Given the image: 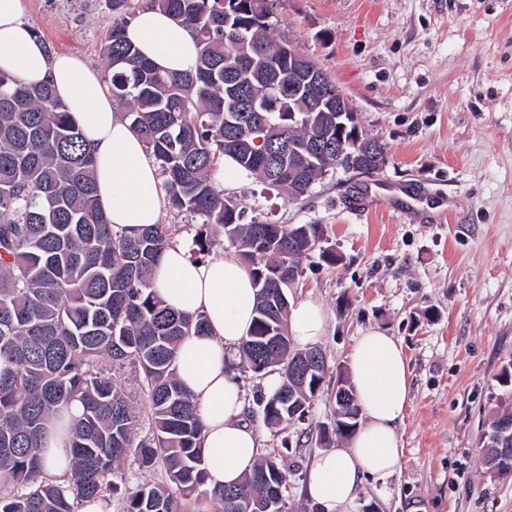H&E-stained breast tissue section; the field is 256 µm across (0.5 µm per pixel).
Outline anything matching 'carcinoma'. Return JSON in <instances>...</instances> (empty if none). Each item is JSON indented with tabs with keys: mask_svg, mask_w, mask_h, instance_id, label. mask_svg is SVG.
Masks as SVG:
<instances>
[{
	"mask_svg": "<svg viewBox=\"0 0 512 512\" xmlns=\"http://www.w3.org/2000/svg\"><path fill=\"white\" fill-rule=\"evenodd\" d=\"M113 13L102 52L112 99L125 109L159 169L176 213L218 226L250 271L256 307L239 346V371H276L279 387L261 399L270 428L303 417L325 371L294 377L309 353L288 334L291 289L300 259L313 251L338 261L322 224H272L247 214L213 172L224 159L293 199L308 195L336 167V152L303 156L319 139L336 141V113L307 112L311 89L288 99V52L302 53L271 32L273 0H107ZM144 7L186 25L201 50L194 72H163L125 39ZM323 75L334 102L342 91ZM256 107L254 112L232 108ZM344 149L370 152L362 173L377 172L385 147L361 132ZM171 242L169 225L130 231L112 225L99 207L93 157L77 123L48 84L28 86L0 74V512H78L85 500L117 490L109 476L134 456L139 467L162 466L168 482L139 484L126 512H185L192 496L212 512H288V471L275 457L259 461L239 484L204 488L197 401L181 386L175 352L207 327L202 315H182L150 282ZM138 367L148 405L142 409L116 383L127 362ZM79 414L64 422L72 404ZM340 425L310 431L315 444L353 434L355 397L338 405ZM148 422L141 437L138 426ZM71 448L70 473L48 475L41 454L53 430Z\"/></svg>",
	"mask_w": 512,
	"mask_h": 512,
	"instance_id": "obj_1",
	"label": "carcinoma"
}]
</instances>
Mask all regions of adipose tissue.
I'll list each match as a JSON object with an SVG mask.
<instances>
[{
    "instance_id": "obj_1",
    "label": "adipose tissue",
    "mask_w": 512,
    "mask_h": 512,
    "mask_svg": "<svg viewBox=\"0 0 512 512\" xmlns=\"http://www.w3.org/2000/svg\"><path fill=\"white\" fill-rule=\"evenodd\" d=\"M26 8V0H0V71L28 85L51 84L90 148L109 223L129 229L160 223L168 194L142 140L95 70L76 56L48 51L25 21ZM126 38L161 70L189 72L197 65L194 35L159 10L137 12ZM150 281L170 307L207 320L206 334L179 344L177 374L200 408L207 486L236 484L261 457L258 433L243 420L236 356L254 317L252 279L235 252L197 262L187 243L177 240L164 250ZM327 323L323 307L302 298L292 305L288 330L306 348L322 339ZM348 374L362 420L347 446L319 453L310 467L306 494L323 512H352L364 478L395 472L404 451L400 427L410 372L401 344L380 328H367L350 352Z\"/></svg>"
}]
</instances>
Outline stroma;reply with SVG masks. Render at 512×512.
I'll return each mask as SVG.
<instances>
[{"label":"stroma","mask_w":512,"mask_h":512,"mask_svg":"<svg viewBox=\"0 0 512 512\" xmlns=\"http://www.w3.org/2000/svg\"><path fill=\"white\" fill-rule=\"evenodd\" d=\"M272 35L335 78L386 162L363 178L336 168L292 200L254 175L225 186L248 215L322 224L337 265L302 258L294 298L329 317L319 343L332 369L303 419L267 427L263 378L241 377L244 416L261 453L288 469V512H321L304 493L320 447L308 437L336 417L335 369L376 326L402 345L411 393L391 476L367 478L358 500L374 512H512V476L486 470L480 438L507 403L497 380L512 362V0H276ZM26 18L52 51L82 57L102 81L106 0H27ZM396 188L405 212L360 210L366 184ZM174 239L217 227L166 211Z\"/></svg>","instance_id":"1"}]
</instances>
